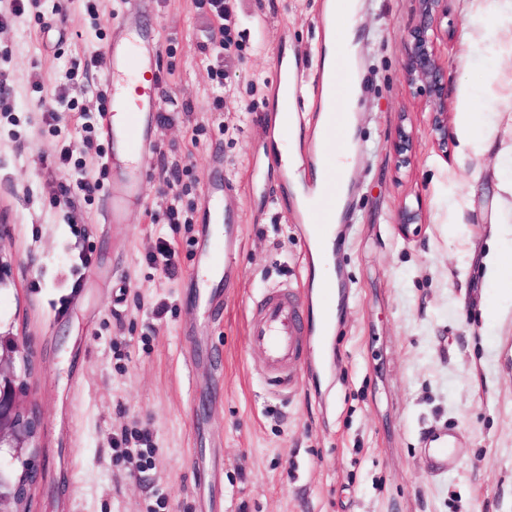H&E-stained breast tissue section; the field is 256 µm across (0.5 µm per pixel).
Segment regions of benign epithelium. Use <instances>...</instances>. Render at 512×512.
Returning a JSON list of instances; mask_svg holds the SVG:
<instances>
[{
	"instance_id": "1",
	"label": "benign epithelium",
	"mask_w": 512,
	"mask_h": 512,
	"mask_svg": "<svg viewBox=\"0 0 512 512\" xmlns=\"http://www.w3.org/2000/svg\"><path fill=\"white\" fill-rule=\"evenodd\" d=\"M418 18L410 32L411 44L403 72L407 83L424 97L429 109V136L434 148L448 156V69L441 60L437 39L448 18V0H417ZM415 150V136L399 131L394 143L397 165L410 162ZM424 220L420 207L403 205L398 226L409 233L414 224ZM35 370L29 349L14 336H0V452L8 451L19 466L0 473V506L6 512H30L32 492L39 482L40 427L39 411L25 404L27 379Z\"/></svg>"
}]
</instances>
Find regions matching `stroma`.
<instances>
[{"instance_id": "obj_1", "label": "stroma", "mask_w": 512, "mask_h": 512, "mask_svg": "<svg viewBox=\"0 0 512 512\" xmlns=\"http://www.w3.org/2000/svg\"><path fill=\"white\" fill-rule=\"evenodd\" d=\"M363 112L354 139L348 220L329 267L336 323L325 348L306 341L288 389L270 384L248 339L255 301L289 287L315 302L303 225L279 191L261 114L276 59L317 66L324 0H231L235 45L221 47L209 8L151 0L128 25H152L165 74L140 199L112 221L118 170L97 113L106 89L96 55L112 38L117 0H38L10 19L0 0V225L12 274L0 285V332L27 342L36 369L26 400L42 414L41 478L31 512H512V293L484 277L493 243L512 249V204L498 200L479 147L438 153L423 99L403 75L417 0H363ZM466 38L465 0H448V109L483 101L512 49ZM222 109H214L215 99ZM57 109L49 119V109ZM414 131L396 169L399 128ZM73 157L60 166L63 148ZM98 182L79 193L81 179ZM241 220L237 274L211 318L194 295L207 248L204 200ZM424 222L401 234L403 203ZM181 221L169 223L168 210ZM175 251L164 268L160 244ZM89 268L74 273L79 254ZM452 434L455 463L430 470L427 437ZM148 434L152 466L114 448Z\"/></svg>"}]
</instances>
